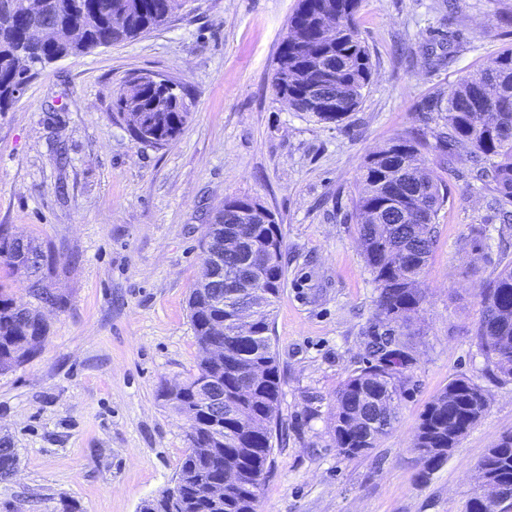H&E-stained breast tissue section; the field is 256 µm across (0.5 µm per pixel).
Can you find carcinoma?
Masks as SVG:
<instances>
[{
  "instance_id": "1",
  "label": "carcinoma",
  "mask_w": 512,
  "mask_h": 512,
  "mask_svg": "<svg viewBox=\"0 0 512 512\" xmlns=\"http://www.w3.org/2000/svg\"><path fill=\"white\" fill-rule=\"evenodd\" d=\"M51 0H13L24 18L11 22L0 12V99L29 77L15 65L21 47L38 57L91 52L94 45H112L162 25L182 9L186 0H79L71 11H41L36 6ZM360 0H299L288 22V32L273 76L276 94L288 100L295 112L319 122L335 123L355 111L373 75L370 53L354 22ZM336 15V30L323 27V16ZM86 28L87 48L65 43L41 42L38 25L63 29L70 21ZM328 83L341 97L340 111L321 112L308 100V88ZM116 118L131 137L156 148L179 136L192 116V101L185 89L170 82L156 87L145 74L130 77L116 92ZM423 127L395 137L384 149L370 154L361 167L360 190L355 203L356 233L372 281L376 284L378 315L409 327L426 295L422 278L436 243L435 219L447 198V188L428 167L423 150L427 135L435 139L436 165L444 168L461 158L465 150L474 178L496 193L502 205L512 204V48L489 59L477 73L462 77L448 95L427 96L417 106ZM399 201L396 212L390 203ZM253 204L243 197L224 198L217 219L227 237L246 242L271 240L276 251L263 261L266 296L253 311L252 335L220 336L215 323L224 309L213 302L211 288H192L190 320L200 351L196 372L174 384L162 383L159 397L179 414L193 415L177 482L180 498L169 506L168 492L143 500L139 512H255L262 487L270 473L273 424L278 418L281 376L271 336L275 302L284 283L281 263L283 237L271 217L266 224H245L238 211ZM29 271L28 300L18 301L0 282V371L19 366L43 349L48 331L39 307L63 305L48 279L51 257L31 239L13 242L0 251V267ZM254 287L246 274L224 280V289L241 293ZM481 315L476 330L479 349L489 371L512 379V263L509 262L480 290ZM224 346V357H207L208 347ZM377 363L345 379L333 401L332 435L336 447L348 456L374 447L388 434L370 425L378 420L394 426L397 401L405 387L403 368L408 343L399 336L373 341ZM206 379L219 383L224 392V425L199 405L196 385ZM488 398L469 378L450 381L425 407L420 416L413 450L428 467L441 463L448 449L457 445L483 417ZM16 453L0 445V478L14 472ZM477 468H491L512 483V433H505L487 449ZM234 470L237 483L214 499L208 487ZM469 512H512V504L492 509L472 493Z\"/></svg>"
}]
</instances>
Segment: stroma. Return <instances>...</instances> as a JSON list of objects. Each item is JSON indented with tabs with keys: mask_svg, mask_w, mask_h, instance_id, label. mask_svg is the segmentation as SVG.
I'll return each instance as SVG.
<instances>
[{
	"mask_svg": "<svg viewBox=\"0 0 512 512\" xmlns=\"http://www.w3.org/2000/svg\"><path fill=\"white\" fill-rule=\"evenodd\" d=\"M297 4L192 0L156 29L47 66L0 112V225L50 251L65 298L45 312L42 351L0 372V443L17 454L0 512H138L174 483L188 424L158 390L196 370L188 297L228 197L271 211L284 238L272 332L282 394L256 512H463L478 461L512 431V381L488 373L475 340L479 288L512 261V224L460 160L439 172L448 195L398 421L355 457L330 432L337 389L389 330L356 235L360 168L418 128L422 98L512 47V0H361L374 76L337 124L291 110L272 86ZM145 73L181 82L193 102L161 148L113 117L118 87ZM461 377L485 389L488 410L423 473L419 418Z\"/></svg>",
	"mask_w": 512,
	"mask_h": 512,
	"instance_id": "35a3bbf8",
	"label": "stroma"
}]
</instances>
